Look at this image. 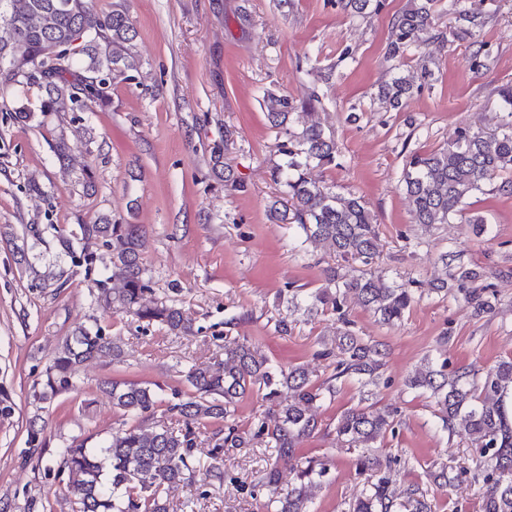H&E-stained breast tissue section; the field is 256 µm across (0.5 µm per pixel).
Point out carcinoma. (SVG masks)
<instances>
[{
  "instance_id": "obj_1",
  "label": "carcinoma",
  "mask_w": 512,
  "mask_h": 512,
  "mask_svg": "<svg viewBox=\"0 0 512 512\" xmlns=\"http://www.w3.org/2000/svg\"><path fill=\"white\" fill-rule=\"evenodd\" d=\"M379 0H338L346 14L361 15ZM410 8L394 19V39L387 54L402 61L408 51L419 46L434 29L438 0H410ZM460 33L473 38L474 66L486 69L491 57L476 39L485 23L481 11L464 0H456ZM0 98L36 86L43 93L40 112H83L91 102L110 100L112 85L129 79L138 68L130 46L138 32L122 9L108 12L95 8L94 0H0ZM413 95V83L399 76L386 85L379 98L400 110ZM291 103L286 97L268 98V121L283 134L280 154L285 165L275 167L274 179L286 186V204H271L270 217L276 223L291 224L300 232V246L322 244L335 263L324 269L326 286L310 295L313 306L336 316L339 327L331 347L317 353L336 357L334 374L325 387L315 386L301 368L277 370L237 340L224 341V363L214 372L190 368L188 393H174L167 411L176 416L180 428L150 429L146 421L159 403L158 393L138 382H112V406L133 420L112 433L103 446L90 447L88 439L75 438L60 452V468L67 473L68 486L75 495L74 512H167L161 493L176 490L196 474L193 448L200 428L214 425L213 462L206 476L224 481L223 452L226 448H247L253 441L272 449L278 460L296 465L297 483L284 490L279 473L271 467L259 486L269 490V512H311L305 484L326 472V465L301 461L298 450L304 439L318 427L323 393L334 395L340 387L332 381L350 379L362 386L380 383L386 351L382 345L351 330L346 303L351 296L383 325L400 323L416 300L413 282L397 284L372 272L378 258V225L358 197L341 195L311 181L307 171L330 165L338 146L320 124L290 131ZM512 175V91L505 98L499 130L493 133L457 130L448 145L434 152L412 151L402 169L401 182L418 224H447L463 212L467 198L482 190L496 176ZM139 224H115L107 215L93 224L78 225L59 244L71 266L91 271L100 255L89 248L102 247L112 265V276L123 282L115 292L109 279L95 280L94 298L105 309L120 308L148 325L158 323L176 336L189 335L192 325L180 309L165 301L145 303L152 293L143 263ZM362 273L350 274L353 265ZM480 271L460 264L441 281L435 292L453 294L477 317L492 312L494 293L481 284ZM69 281L61 271L52 277L34 273L31 287L56 291ZM120 343L95 325L79 326L65 340L45 371L41 403L72 390L77 385L80 366L89 360L121 359ZM448 365L425 364L409 376V388L429 393L434 400L442 429L453 435H467L476 451L474 477L482 478V512H512V410L507 398L512 394V359L502 360L480 372L461 367L447 372ZM262 393L266 410L254 418L249 437L236 425L227 423L238 402L252 392ZM395 429L394 415L357 405L337 419L336 436L349 445L366 448ZM349 512H430V505L416 487L401 492L391 488L381 474L349 506Z\"/></svg>"
}]
</instances>
